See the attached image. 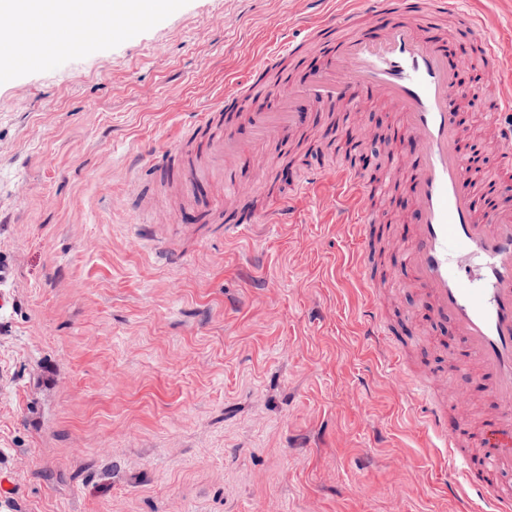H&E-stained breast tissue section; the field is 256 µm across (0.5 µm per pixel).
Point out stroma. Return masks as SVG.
Wrapping results in <instances>:
<instances>
[{"instance_id":"stroma-1","label":"stroma","mask_w":512,"mask_h":512,"mask_svg":"<svg viewBox=\"0 0 512 512\" xmlns=\"http://www.w3.org/2000/svg\"><path fill=\"white\" fill-rule=\"evenodd\" d=\"M342 0H159L155 15L82 48L0 73V257L12 265L0 308V474L7 512H477L421 422L385 346L365 334L368 298L349 204L329 180L291 197L284 224L224 234L201 183L171 193L156 157L186 161L206 140L195 120L247 79L282 37L302 41ZM484 17L508 73L476 109L512 96V0H448L431 18L482 71L465 14ZM399 116L377 102L307 138L266 143L238 177L265 171L287 193L300 173L339 164L347 135L365 176ZM160 221L141 223L136 194ZM391 221L372 264L394 348L442 399L472 396L470 434L494 400L452 322L405 266L411 205L403 184L376 198Z\"/></svg>"}]
</instances>
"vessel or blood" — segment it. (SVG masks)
<instances>
[{"mask_svg":"<svg viewBox=\"0 0 512 512\" xmlns=\"http://www.w3.org/2000/svg\"><path fill=\"white\" fill-rule=\"evenodd\" d=\"M447 8V0H348L335 25L318 24L306 43L282 40L256 62L249 81L234 84L199 121L207 129L246 112L250 137H209L205 152L186 166L181 184L212 182L238 199L265 193L263 210H236L225 218V236L249 224L285 223L288 209L280 203L279 190L264 182H238L239 161L268 141L284 142L303 132L312 115L337 102L356 113L366 111L375 98L391 99L415 155L406 217L414 231L406 268L429 298L433 318L452 321L490 377L496 410L482 429L483 454L469 449L467 390H456L448 405L436 401L422 383L407 377L403 384L423 400L422 422L447 448L462 485L489 512H512V490L499 481L500 470L512 469V124L497 128L504 159L499 173L482 193H474L467 170L476 161L460 137V103L471 89L460 84L440 41L423 33L427 17ZM336 25L350 30L339 42L332 37ZM306 46L325 57L323 67L284 88L267 82V72L283 56L298 55ZM260 86L278 99L276 111H251L250 100ZM336 178L363 199L357 223L365 251H372L380 217L367 200L369 183L346 166Z\"/></svg>","mask_w":512,"mask_h":512,"instance_id":"b4317fda","label":"vessel or blood"}]
</instances>
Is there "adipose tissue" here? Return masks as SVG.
<instances>
[{"label":"adipose tissue","mask_w":512,"mask_h":512,"mask_svg":"<svg viewBox=\"0 0 512 512\" xmlns=\"http://www.w3.org/2000/svg\"><path fill=\"white\" fill-rule=\"evenodd\" d=\"M152 7V0H0V21L18 19L39 31V47L72 50L80 44L79 34L99 29L109 17L132 21Z\"/></svg>","instance_id":"obj_1"}]
</instances>
